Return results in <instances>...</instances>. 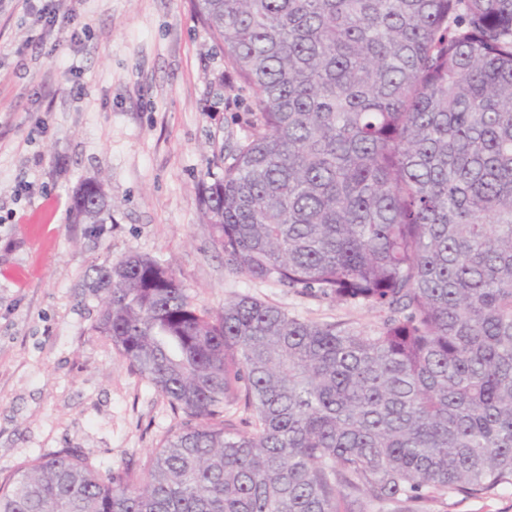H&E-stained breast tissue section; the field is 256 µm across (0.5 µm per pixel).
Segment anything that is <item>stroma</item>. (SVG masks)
<instances>
[{
  "instance_id": "stroma-1",
  "label": "stroma",
  "mask_w": 512,
  "mask_h": 512,
  "mask_svg": "<svg viewBox=\"0 0 512 512\" xmlns=\"http://www.w3.org/2000/svg\"><path fill=\"white\" fill-rule=\"evenodd\" d=\"M0 0V484L63 449L143 471L180 422L95 331L101 275L130 253L170 267L198 307L249 295L288 315L370 328L375 309L224 264L200 199L243 144L251 94L194 0ZM101 181L112 219L76 224ZM429 512H512V487L436 497Z\"/></svg>"
}]
</instances>
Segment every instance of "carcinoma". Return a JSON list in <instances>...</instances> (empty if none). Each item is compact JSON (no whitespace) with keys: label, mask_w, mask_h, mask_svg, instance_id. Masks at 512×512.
<instances>
[{"label":"carcinoma","mask_w":512,"mask_h":512,"mask_svg":"<svg viewBox=\"0 0 512 512\" xmlns=\"http://www.w3.org/2000/svg\"><path fill=\"white\" fill-rule=\"evenodd\" d=\"M252 92L206 172L232 271L384 313L198 308L160 260L102 275L94 329L182 413L152 465L22 467L0 512H426L512 486V0H195ZM76 224L112 213L75 191ZM242 392L254 430L224 426Z\"/></svg>","instance_id":"cac0c4a2"}]
</instances>
